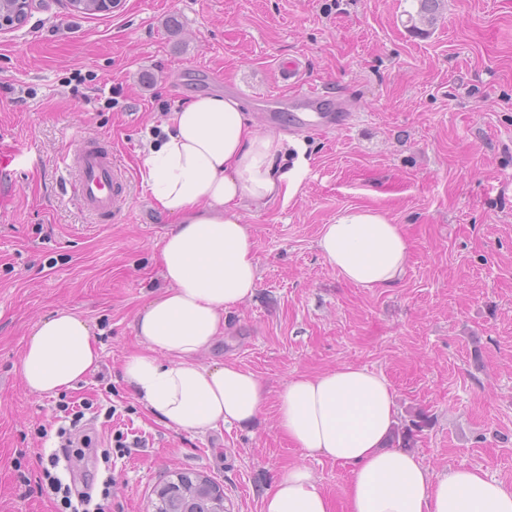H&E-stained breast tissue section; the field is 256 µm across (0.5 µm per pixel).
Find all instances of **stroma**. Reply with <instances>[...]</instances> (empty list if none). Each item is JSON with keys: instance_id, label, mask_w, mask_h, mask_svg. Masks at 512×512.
Returning <instances> with one entry per match:
<instances>
[{"instance_id": "1", "label": "stroma", "mask_w": 512, "mask_h": 512, "mask_svg": "<svg viewBox=\"0 0 512 512\" xmlns=\"http://www.w3.org/2000/svg\"><path fill=\"white\" fill-rule=\"evenodd\" d=\"M416 8L121 0L90 18L67 0H37L0 31V512H54L20 475L64 444L58 406L71 401L88 405L93 447L112 451L88 467L109 482L112 512H151L154 487L176 471L213 478L224 512H261L265 488L296 462L346 512L349 470L279 436L273 403L252 424L191 435L157 422L120 374L174 223L138 177L148 136L165 112L227 93L266 130L252 96L284 91L278 64L291 56L303 87L329 92L352 118L297 133L307 148L297 193L244 210L259 287L225 312L203 362L250 369L273 394L299 373L367 368L394 390L397 416L430 415L415 447L425 464L478 467L512 487V0H443L424 33L408 23ZM81 136L122 153L134 176L126 219L96 221L66 184ZM352 206L389 212L407 237L393 287L348 283L318 250L323 225ZM60 307L89 323L102 363L76 388L33 395L18 370L23 343Z\"/></svg>"}]
</instances>
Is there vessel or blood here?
<instances>
[{"mask_svg": "<svg viewBox=\"0 0 512 512\" xmlns=\"http://www.w3.org/2000/svg\"><path fill=\"white\" fill-rule=\"evenodd\" d=\"M274 101L292 110L290 130L313 132L346 125V113L337 111L325 92L297 91L275 96ZM74 159L73 191L82 208L101 221L127 216L132 209L131 172L117 151L83 137L77 141Z\"/></svg>", "mask_w": 512, "mask_h": 512, "instance_id": "b4317fda", "label": "vessel or blood"}]
</instances>
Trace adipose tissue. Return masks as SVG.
I'll return each mask as SVG.
<instances>
[{"label": "adipose tissue", "mask_w": 512, "mask_h": 512, "mask_svg": "<svg viewBox=\"0 0 512 512\" xmlns=\"http://www.w3.org/2000/svg\"><path fill=\"white\" fill-rule=\"evenodd\" d=\"M303 142L258 131L238 101L201 96L166 113L146 148L142 179L155 209L175 217L161 241L164 287L134 323L139 346L121 374L165 426L199 435L253 421L268 390L252 371L200 357L224 333V313L251 299L259 275L246 207L290 200L306 164ZM346 281L368 289L400 280L409 244L400 225L370 208H349L317 242ZM101 350L91 326L68 308L42 319L19 361L25 388L49 395L94 374ZM279 434L305 455L350 468L347 512H512V488L467 465L438 472L420 455L388 445L395 394L367 369L344 365L298 374L278 391ZM262 512H333L303 464L288 465Z\"/></svg>", "instance_id": "1"}]
</instances>
